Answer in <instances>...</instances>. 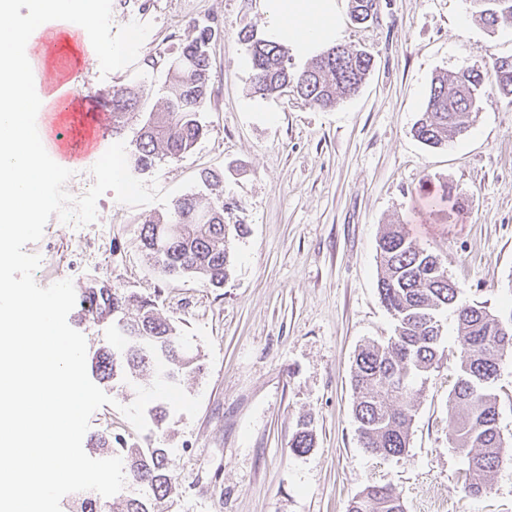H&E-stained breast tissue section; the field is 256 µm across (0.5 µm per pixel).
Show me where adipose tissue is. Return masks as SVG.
Here are the masks:
<instances>
[{"label": "adipose tissue", "instance_id": "obj_1", "mask_svg": "<svg viewBox=\"0 0 512 512\" xmlns=\"http://www.w3.org/2000/svg\"><path fill=\"white\" fill-rule=\"evenodd\" d=\"M267 37L302 56L318 54L336 41L340 8L337 0H270Z\"/></svg>", "mask_w": 512, "mask_h": 512}]
</instances>
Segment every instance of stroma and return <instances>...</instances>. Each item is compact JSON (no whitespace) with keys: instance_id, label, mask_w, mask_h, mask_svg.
I'll use <instances>...</instances> for the list:
<instances>
[{"instance_id":"obj_1","label":"stroma","mask_w":512,"mask_h":512,"mask_svg":"<svg viewBox=\"0 0 512 512\" xmlns=\"http://www.w3.org/2000/svg\"><path fill=\"white\" fill-rule=\"evenodd\" d=\"M268 19V0H112L113 30L133 21L152 29L127 68L104 75L96 54L86 58L83 91L108 97L132 87L152 106L192 24L221 27L200 114L207 135L143 180L165 192L202 169L222 171L249 233L234 240L218 289L161 277L144 257L139 230L165 211L158 201L131 207L108 192L95 222L54 216L26 245L41 258L38 285L69 279L80 292L100 280L150 297L201 357V372L180 382L201 400L195 417L172 411L163 429L137 431L120 408L155 375L120 372L102 386L113 405L93 413L85 437L109 430L130 446L168 448L177 495L167 512H348L372 485L394 486L406 512H512V466L492 472L482 496L462 488L466 460L448 440L460 366L454 319L413 408L404 456L363 448L351 387L359 348L393 334L377 291L385 225H407L438 256L461 302L512 314V106L490 87L448 146L428 147L413 132L433 77L512 56V27H486L470 0H381L377 22L341 17L339 43L369 51L374 68L357 93L323 111L290 91L254 93L239 33L264 35ZM445 189L464 207L452 222L429 207ZM301 422L314 446L298 455L290 442Z\"/></svg>"}]
</instances>
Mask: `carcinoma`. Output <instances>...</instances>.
<instances>
[{"label": "carcinoma", "instance_id": "carcinoma-1", "mask_svg": "<svg viewBox=\"0 0 512 512\" xmlns=\"http://www.w3.org/2000/svg\"><path fill=\"white\" fill-rule=\"evenodd\" d=\"M490 27L512 25V0H472ZM380 0H350V17L357 23L378 19ZM252 61V88L262 96L288 88L310 104L333 109L355 93L373 67L372 55L341 44L326 48L302 71L289 62L288 47L258 39L251 30L240 31ZM219 33L211 25L196 24L178 56L171 61L161 88V103L144 109L133 88L112 92V137L122 134L129 120L140 122L129 151L132 175H143L158 163L178 159L208 133L200 120L207 98L211 45ZM497 88L512 105V56L495 59L488 73L463 70L437 76L431 84L425 111L415 135L430 147L448 144L466 131L463 118L478 110L482 90ZM224 174L211 169L199 173L203 192L175 198L164 214L149 217L140 231V248L165 278H194L211 288L224 287L231 266L230 242L248 233L237 215L239 206L224 199ZM452 221L462 205L450 193L434 202ZM377 290L389 312L394 331L387 343H369L355 357L352 386L356 394L354 419L362 445L383 457H400L409 448L414 402L424 392L426 375L443 352L441 315L451 312L457 322L462 360L451 393L448 439L467 459L463 488L473 497L487 492L491 472L512 461V444L499 427L497 397L493 393L497 370L512 353V313L503 317L482 304H462L460 289L448 277L437 257L409 237L404 225L390 224L377 244ZM85 320L112 325L124 338L126 350L117 360L107 347L91 358V369L102 381L119 371L139 374L160 358L166 377L176 381L200 370L198 357L185 355L178 327L158 312L149 297L128 293L106 282L82 291ZM127 318L123 325L116 317ZM154 345L152 354L148 345ZM90 445L122 458L131 481L146 486L149 494L129 495L106 510L93 495L77 494L76 512H154L157 503L171 498L172 459L160 447L114 448L112 436L90 440ZM314 445L311 430L303 425L292 439L293 452L304 454ZM348 512H405L400 494L390 486H369L349 504Z\"/></svg>", "mask_w": 512, "mask_h": 512}]
</instances>
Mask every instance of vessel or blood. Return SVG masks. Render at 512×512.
I'll return each mask as SVG.
<instances>
[{
	"label": "vessel or blood",
	"instance_id": "obj_1",
	"mask_svg": "<svg viewBox=\"0 0 512 512\" xmlns=\"http://www.w3.org/2000/svg\"><path fill=\"white\" fill-rule=\"evenodd\" d=\"M60 26L54 21L48 24L52 30ZM61 27L79 44L80 53L59 49L51 64H43L41 57L35 54L30 56L29 62L36 93L43 100L37 116L45 130L43 146L57 164L65 167L83 162L106 148L112 117L103 110L91 115L85 110L91 99L80 91L78 76L83 70L82 53L92 49L87 31L71 22Z\"/></svg>",
	"mask_w": 512,
	"mask_h": 512
}]
</instances>
